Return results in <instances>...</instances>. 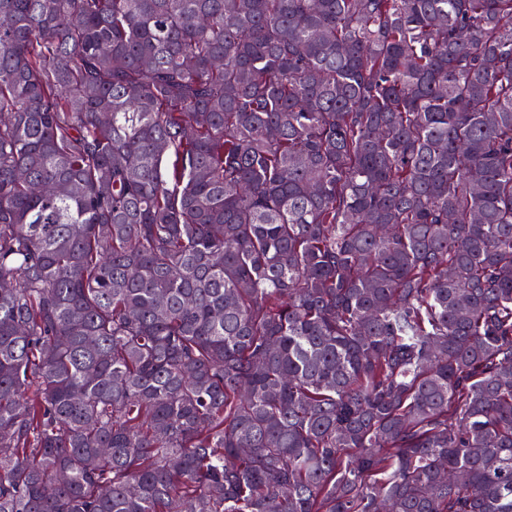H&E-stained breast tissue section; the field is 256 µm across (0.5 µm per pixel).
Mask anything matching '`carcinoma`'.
<instances>
[{"label": "carcinoma", "instance_id": "carcinoma-1", "mask_svg": "<svg viewBox=\"0 0 512 512\" xmlns=\"http://www.w3.org/2000/svg\"><path fill=\"white\" fill-rule=\"evenodd\" d=\"M0 512H512V0H0Z\"/></svg>", "mask_w": 512, "mask_h": 512}]
</instances>
